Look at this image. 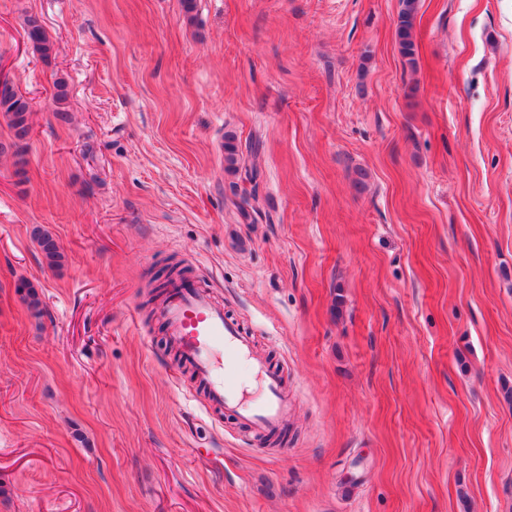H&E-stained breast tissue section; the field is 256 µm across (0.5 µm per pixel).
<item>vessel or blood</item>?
I'll return each mask as SVG.
<instances>
[{"instance_id": "b4317fda", "label": "vessel or blood", "mask_w": 512, "mask_h": 512, "mask_svg": "<svg viewBox=\"0 0 512 512\" xmlns=\"http://www.w3.org/2000/svg\"><path fill=\"white\" fill-rule=\"evenodd\" d=\"M168 335L182 361L203 384L208 406L224 411L256 437H272L287 425L293 402L280 372L254 347L243 324L193 281L178 283L160 308ZM247 366L254 379L244 383L234 364Z\"/></svg>"}]
</instances>
